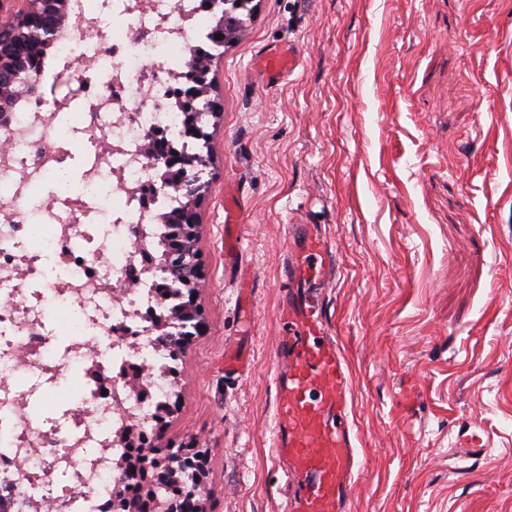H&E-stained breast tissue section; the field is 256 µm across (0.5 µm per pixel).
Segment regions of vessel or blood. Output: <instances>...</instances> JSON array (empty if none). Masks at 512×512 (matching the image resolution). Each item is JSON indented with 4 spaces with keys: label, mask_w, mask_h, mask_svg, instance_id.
Instances as JSON below:
<instances>
[{
    "label": "vessel or blood",
    "mask_w": 512,
    "mask_h": 512,
    "mask_svg": "<svg viewBox=\"0 0 512 512\" xmlns=\"http://www.w3.org/2000/svg\"><path fill=\"white\" fill-rule=\"evenodd\" d=\"M291 52H268L254 62L266 82L292 70ZM303 243L290 263L293 290L280 317L287 329L275 351V452L292 491V512H348L359 469L355 426L349 420L350 372L326 334L324 296L316 288L333 258L316 225H290Z\"/></svg>",
    "instance_id": "vessel-or-blood-1"
}]
</instances>
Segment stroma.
Segmentation results:
<instances>
[{"label": "stroma", "mask_w": 512, "mask_h": 512, "mask_svg": "<svg viewBox=\"0 0 512 512\" xmlns=\"http://www.w3.org/2000/svg\"><path fill=\"white\" fill-rule=\"evenodd\" d=\"M238 16L208 75L207 329L151 447L206 450L207 512H290L274 354L288 227L313 224L338 263L327 331L363 444L352 512H512V0H251ZM274 46L298 62L269 84L252 60Z\"/></svg>", "instance_id": "35a3bbf8"}]
</instances>
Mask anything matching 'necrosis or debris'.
I'll return each mask as SVG.
<instances>
[{
	"mask_svg": "<svg viewBox=\"0 0 512 512\" xmlns=\"http://www.w3.org/2000/svg\"><path fill=\"white\" fill-rule=\"evenodd\" d=\"M120 8L126 28L105 43L77 39L76 22L103 28L108 6ZM209 18L198 0H67V16L47 42L38 66L43 84L75 73L78 88L64 109L24 95L8 102V150L0 151V512H101L118 477L119 431L150 425L155 401L168 389L162 366L168 351L146 320L170 305L155 284L162 258L160 212L180 195L160 187L161 160L146 151L147 135L161 130L188 146L172 75L204 42ZM162 63L148 82L141 59ZM93 145L81 191L48 204L39 188L66 168L74 139ZM111 166L122 194L111 208L97 189L98 171ZM153 185L150 200L140 189ZM110 228H103L104 213ZM140 359L151 400L134 396L122 374ZM41 379L45 397L65 394L58 420H36L31 395L15 367ZM109 379L101 393L100 379Z\"/></svg>",
	"mask_w": 512,
	"mask_h": 512,
	"instance_id": "4bbe7bcc",
	"label": "necrosis or debris"
}]
</instances>
